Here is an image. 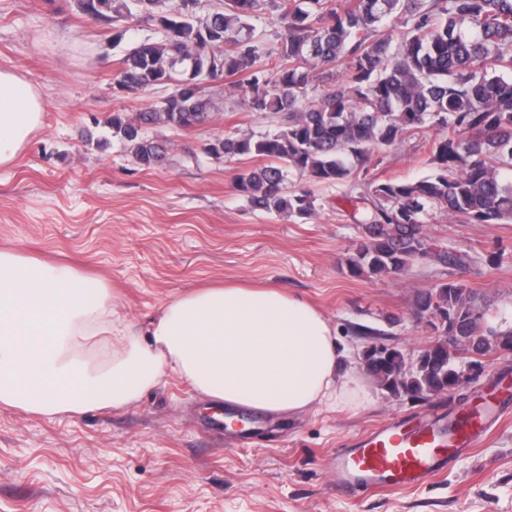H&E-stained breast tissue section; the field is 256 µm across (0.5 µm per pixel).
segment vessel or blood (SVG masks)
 <instances>
[{"label": "vessel or blood", "mask_w": 512, "mask_h": 512, "mask_svg": "<svg viewBox=\"0 0 512 512\" xmlns=\"http://www.w3.org/2000/svg\"><path fill=\"white\" fill-rule=\"evenodd\" d=\"M496 407L451 427L432 423L408 427L399 422L371 431L357 447L338 449L333 478L351 496L382 487L417 485L448 468L499 417Z\"/></svg>", "instance_id": "b4317fda"}]
</instances>
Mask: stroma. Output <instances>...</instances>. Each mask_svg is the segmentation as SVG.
<instances>
[{
    "label": "stroma",
    "instance_id": "stroma-1",
    "mask_svg": "<svg viewBox=\"0 0 512 512\" xmlns=\"http://www.w3.org/2000/svg\"><path fill=\"white\" fill-rule=\"evenodd\" d=\"M138 20L128 40L77 11L74 0H0V67H16L47 103L44 123L18 161L0 168V248L105 279L136 325L208 282L271 285L314 303L341 349L395 347L415 360L438 339L415 312L419 292L454 279L488 324L512 330V223L430 217L426 235L476 257L467 269L418 263L400 275H353L346 260L360 231L350 184L312 185L315 213L286 220L252 210L235 176L259 158L213 159L206 145L236 130H273L272 113L248 111L242 88L206 83L212 123L164 129L166 158L146 169L112 142L106 120L139 112L172 91L125 96L113 80L131 41L155 37ZM431 130L367 163L377 179L428 175ZM468 374L463 398L413 399L376 388L359 411L318 408L293 418L242 409L227 427L174 375L119 410L54 417L0 407V512H512V415L447 470L407 491L349 497L330 473L337 449L392 421L413 424L459 411L464 399L512 377V351L490 352Z\"/></svg>",
    "mask_w": 512,
    "mask_h": 512
}]
</instances>
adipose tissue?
Instances as JSON below:
<instances>
[{
	"mask_svg": "<svg viewBox=\"0 0 512 512\" xmlns=\"http://www.w3.org/2000/svg\"><path fill=\"white\" fill-rule=\"evenodd\" d=\"M45 110L23 72L0 68V166L18 159ZM344 357L322 311L273 287L196 288L137 330L103 280L0 249V406L42 416L118 409L173 374L218 409L357 410L374 386Z\"/></svg>",
	"mask_w": 512,
	"mask_h": 512,
	"instance_id": "obj_1",
	"label": "adipose tissue"
}]
</instances>
